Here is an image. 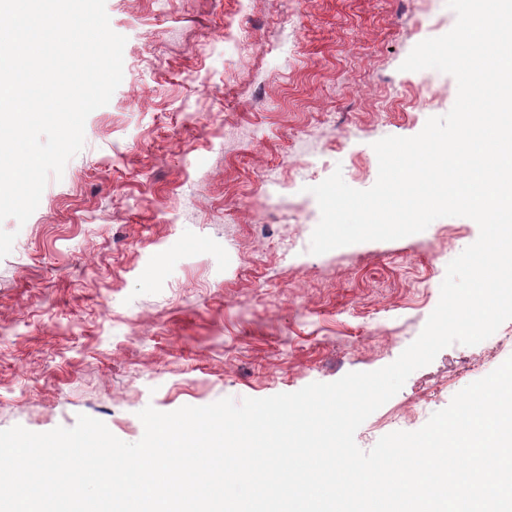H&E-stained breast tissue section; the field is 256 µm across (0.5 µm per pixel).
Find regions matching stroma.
Masks as SVG:
<instances>
[{
	"label": "stroma",
	"instance_id": "stroma-1",
	"mask_svg": "<svg viewBox=\"0 0 512 512\" xmlns=\"http://www.w3.org/2000/svg\"><path fill=\"white\" fill-rule=\"evenodd\" d=\"M123 80L25 224L0 222V430L292 393L421 333L466 217L310 253L311 186L378 176L374 142L447 114L453 76L401 65L446 0H106ZM512 356V319L414 371L357 430L415 431Z\"/></svg>",
	"mask_w": 512,
	"mask_h": 512
}]
</instances>
